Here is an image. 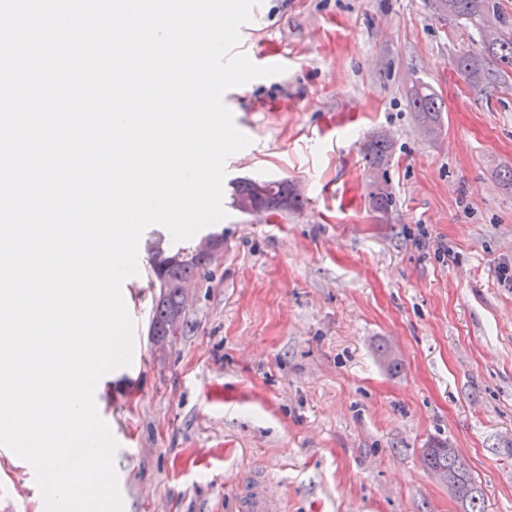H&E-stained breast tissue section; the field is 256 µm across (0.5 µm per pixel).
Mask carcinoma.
Masks as SVG:
<instances>
[{
  "mask_svg": "<svg viewBox=\"0 0 512 512\" xmlns=\"http://www.w3.org/2000/svg\"><path fill=\"white\" fill-rule=\"evenodd\" d=\"M435 12L457 20L461 25L484 32V20L489 14L496 19L498 36L482 40L474 51L459 55L453 62L455 71L468 84L480 91L496 87L512 73V18L504 14L499 0H428ZM411 110L419 122L430 130L443 127L444 101L424 83L418 84L409 98ZM392 154L391 140L377 134L363 145V156L368 166L376 171L387 164ZM284 181L244 178L233 187L232 201H250L268 206L282 193ZM373 211L386 214L394 205L391 192L369 195ZM152 256L150 287L159 289L154 298L149 335L156 341L172 334V328L187 324L184 314V297L180 284L201 273L203 261L194 247H185L167 238L162 231H155L147 242ZM425 470L444 471L458 480L461 487L471 490L462 502L463 512H484L483 501L476 490L468 465L448 452V446L438 445L423 453Z\"/></svg>",
  "mask_w": 512,
  "mask_h": 512,
  "instance_id": "cac0c4a2",
  "label": "carcinoma"
}]
</instances>
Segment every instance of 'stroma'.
Instances as JSON below:
<instances>
[{
  "instance_id": "35a3bbf8",
  "label": "stroma",
  "mask_w": 512,
  "mask_h": 512,
  "mask_svg": "<svg viewBox=\"0 0 512 512\" xmlns=\"http://www.w3.org/2000/svg\"><path fill=\"white\" fill-rule=\"evenodd\" d=\"M479 35L427 0H261L246 55L284 72L227 91L251 143L226 162L224 247L187 290L184 331L149 334L151 255L122 285L130 365L102 376L97 410L118 447L122 512H229L258 476L285 512H463L422 466L445 441L485 512H512V77L474 91L452 68ZM426 82L443 131L408 105ZM394 142L395 205L374 212L360 151ZM241 178L300 185L304 206L246 216ZM46 512L31 467L0 448V510Z\"/></svg>"
}]
</instances>
